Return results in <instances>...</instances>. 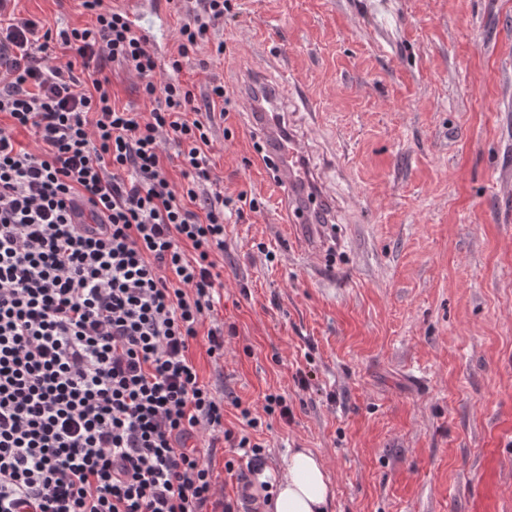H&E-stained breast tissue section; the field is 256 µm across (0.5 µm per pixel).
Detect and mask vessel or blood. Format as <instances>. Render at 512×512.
I'll use <instances>...</instances> for the list:
<instances>
[{"label":"vessel or blood","mask_w":512,"mask_h":512,"mask_svg":"<svg viewBox=\"0 0 512 512\" xmlns=\"http://www.w3.org/2000/svg\"><path fill=\"white\" fill-rule=\"evenodd\" d=\"M133 30L155 52L168 41L167 14L163 0H118ZM288 95L296 96L303 111L311 113L314 103L291 81L270 84L253 76L244 95L249 123L275 178L288 190V221L298 227L308 249L326 251L328 229L336 220L334 199L324 179L307 160V146L300 134L285 130L270 108Z\"/></svg>","instance_id":"1"}]
</instances>
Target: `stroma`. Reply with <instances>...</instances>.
Masks as SVG:
<instances>
[{
  "label": "stroma",
  "instance_id": "35a3bbf8",
  "mask_svg": "<svg viewBox=\"0 0 512 512\" xmlns=\"http://www.w3.org/2000/svg\"><path fill=\"white\" fill-rule=\"evenodd\" d=\"M52 29L90 24L79 0H9ZM234 20L179 77L224 84L209 152L225 195L259 212L224 225V358L202 381L261 417L266 464L308 448L332 512H512V0H236ZM281 52L311 98L305 126L338 199L339 244L305 253L250 134L247 72ZM119 105L140 80L106 70ZM308 376L309 388L298 384ZM282 395L291 422L266 415Z\"/></svg>",
  "mask_w": 512,
  "mask_h": 512
}]
</instances>
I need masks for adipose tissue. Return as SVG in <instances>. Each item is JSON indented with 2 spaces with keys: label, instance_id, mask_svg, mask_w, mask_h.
Segmentation results:
<instances>
[{
  "label": "adipose tissue",
  "instance_id": "1",
  "mask_svg": "<svg viewBox=\"0 0 512 512\" xmlns=\"http://www.w3.org/2000/svg\"><path fill=\"white\" fill-rule=\"evenodd\" d=\"M258 479L274 487L271 512L331 510L334 493L328 471L320 457L309 449H290L281 467L265 469Z\"/></svg>",
  "mask_w": 512,
  "mask_h": 512
}]
</instances>
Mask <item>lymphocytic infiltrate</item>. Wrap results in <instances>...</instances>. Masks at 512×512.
I'll return each mask as SVG.
<instances>
[{"mask_svg": "<svg viewBox=\"0 0 512 512\" xmlns=\"http://www.w3.org/2000/svg\"><path fill=\"white\" fill-rule=\"evenodd\" d=\"M81 6L92 24L56 34L0 0V512H239L214 492L200 437L229 442L255 473L261 420L244 408L246 433L225 429L191 348L203 335L224 356L215 257L227 217L259 204L225 196L210 113L173 75L157 80L125 13ZM233 9L180 0L173 73L202 45L223 55L212 33ZM110 63L141 80L149 111L116 106Z\"/></svg>", "mask_w": 512, "mask_h": 512, "instance_id": "1", "label": "lymphocytic infiltrate"}]
</instances>
